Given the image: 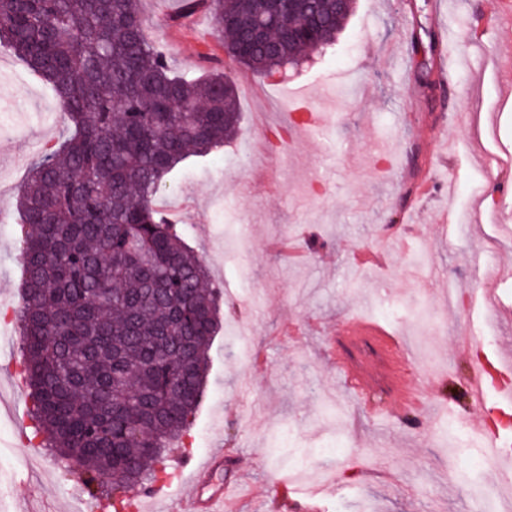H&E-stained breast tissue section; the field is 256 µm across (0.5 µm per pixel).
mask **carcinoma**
Returning <instances> with one entry per match:
<instances>
[{"label": "carcinoma", "mask_w": 512, "mask_h": 512, "mask_svg": "<svg viewBox=\"0 0 512 512\" xmlns=\"http://www.w3.org/2000/svg\"><path fill=\"white\" fill-rule=\"evenodd\" d=\"M140 0H0V49L54 92L73 132L32 161L17 199L19 317L36 435L89 494L148 488L204 396L220 287L156 206L176 167L231 143L236 86L175 74ZM262 76L332 45L353 5L184 0Z\"/></svg>", "instance_id": "carcinoma-1"}]
</instances>
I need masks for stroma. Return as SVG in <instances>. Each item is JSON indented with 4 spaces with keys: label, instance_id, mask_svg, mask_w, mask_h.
<instances>
[{
    "label": "stroma",
    "instance_id": "stroma-1",
    "mask_svg": "<svg viewBox=\"0 0 512 512\" xmlns=\"http://www.w3.org/2000/svg\"><path fill=\"white\" fill-rule=\"evenodd\" d=\"M148 30L178 71H226L240 89L234 142L188 161L157 196L179 209L189 243L224 290V319L209 351L204 397L190 431L166 456L172 485L181 456L231 448L224 474L246 476L240 512H481L490 470L472 473L463 450L439 439L427 412L481 418L466 389L476 368L512 340V245L474 264L512 211V108L496 70H512V11L502 0H355L326 53L287 81L260 77L210 42L212 19H182V0H141ZM406 42V68L380 50ZM307 95L278 167L257 143L284 123L286 93ZM317 113L321 136L305 113ZM70 125L48 86L0 53V512H93L94 502L35 438L16 310L23 275L16 197L32 159ZM325 186L310 196L311 181ZM451 213L455 233L439 231ZM292 239L304 258L270 251ZM384 322L405 342L425 401L415 418L372 417L326 361L327 332L348 316ZM441 331L418 347L419 325ZM441 369L425 371L426 357ZM340 438L338 456L315 447ZM297 474L277 494L275 473Z\"/></svg>",
    "mask_w": 512,
    "mask_h": 512
}]
</instances>
